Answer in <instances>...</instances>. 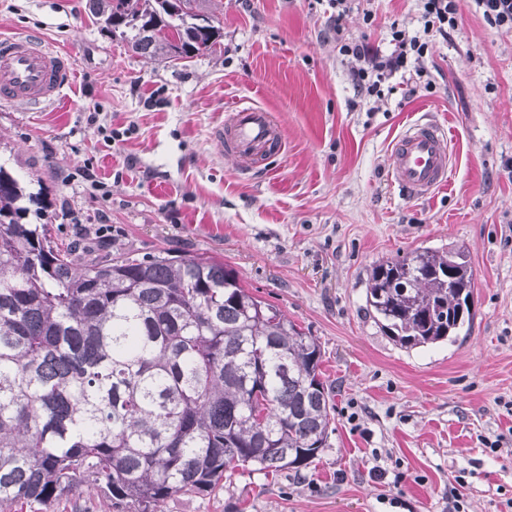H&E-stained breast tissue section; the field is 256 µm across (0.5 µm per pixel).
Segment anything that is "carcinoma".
Listing matches in <instances>:
<instances>
[{"label": "carcinoma", "mask_w": 512, "mask_h": 512, "mask_svg": "<svg viewBox=\"0 0 512 512\" xmlns=\"http://www.w3.org/2000/svg\"><path fill=\"white\" fill-rule=\"evenodd\" d=\"M210 0H89L127 50L216 52ZM39 194L0 165V512L82 486L162 512L177 492L218 493L240 470L296 471L334 421L320 341L205 255L103 259L53 245ZM465 251L375 264L365 302L411 349L474 318Z\"/></svg>", "instance_id": "1"}]
</instances>
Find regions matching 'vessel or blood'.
Listing matches in <instances>:
<instances>
[{
  "instance_id": "b4317fda",
  "label": "vessel or blood",
  "mask_w": 512,
  "mask_h": 512,
  "mask_svg": "<svg viewBox=\"0 0 512 512\" xmlns=\"http://www.w3.org/2000/svg\"><path fill=\"white\" fill-rule=\"evenodd\" d=\"M73 66L71 52L49 48L37 35L0 37V101L37 110L52 103ZM215 136L244 171L262 168L282 146L270 113L239 102ZM453 169L444 128L432 120L409 125L395 140L388 159L391 184L410 200L428 198L445 186Z\"/></svg>"
}]
</instances>
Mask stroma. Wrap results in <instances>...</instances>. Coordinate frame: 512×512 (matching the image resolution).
Returning <instances> with one entry per match:
<instances>
[{
    "mask_svg": "<svg viewBox=\"0 0 512 512\" xmlns=\"http://www.w3.org/2000/svg\"><path fill=\"white\" fill-rule=\"evenodd\" d=\"M212 9L220 53L173 65L126 51L88 0H0V34L74 51L54 105L0 102V163L41 192L52 239L74 243L78 219L103 257L223 261L325 352L335 420L314 462L235 475L216 495L178 492L163 512H448L461 469L467 512H512V32L459 0L458 27L434 42L415 93L400 83L375 101L357 96L352 60L326 32L329 0ZM394 22L419 30L416 0H355L344 35L386 52ZM244 100L273 114L284 143L248 173L213 135ZM420 119L446 127L457 161L447 187L414 202L387 169L392 142ZM88 167L108 201L82 178ZM104 205L106 243L93 230ZM424 247L464 249L475 317L457 342L408 350L375 323L365 291L373 264ZM24 512L131 510L83 487Z\"/></svg>",
    "mask_w": 512,
    "mask_h": 512,
    "instance_id": "35a3bbf8",
    "label": "stroma"
}]
</instances>
